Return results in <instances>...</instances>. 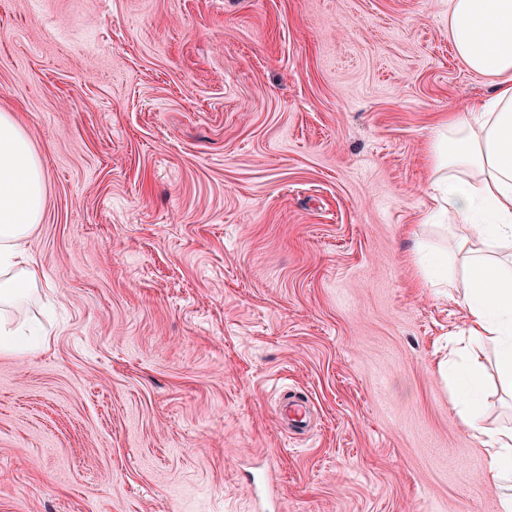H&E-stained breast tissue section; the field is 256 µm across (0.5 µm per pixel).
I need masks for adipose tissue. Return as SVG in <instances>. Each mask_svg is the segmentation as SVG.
Segmentation results:
<instances>
[{"label":"adipose tissue","mask_w":512,"mask_h":512,"mask_svg":"<svg viewBox=\"0 0 512 512\" xmlns=\"http://www.w3.org/2000/svg\"><path fill=\"white\" fill-rule=\"evenodd\" d=\"M448 38L458 59L492 91L450 112L434 133L428 197L432 212L457 228L450 249L420 243L421 277L463 312L469 342L493 345L498 371L512 385V0H448ZM45 171L12 113L0 111V310L36 283L27 240L40 223ZM455 406L481 444L491 478L502 486L498 512H512V426L483 423L482 371L451 366Z\"/></svg>","instance_id":"ef3b65f1"}]
</instances>
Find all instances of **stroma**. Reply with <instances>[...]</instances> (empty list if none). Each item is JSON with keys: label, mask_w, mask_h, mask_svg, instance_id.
<instances>
[{"label": "stroma", "mask_w": 512, "mask_h": 512, "mask_svg": "<svg viewBox=\"0 0 512 512\" xmlns=\"http://www.w3.org/2000/svg\"><path fill=\"white\" fill-rule=\"evenodd\" d=\"M487 91L448 0H0L47 181L17 317L55 330L0 351V512H497L413 255L435 125Z\"/></svg>", "instance_id": "stroma-1"}]
</instances>
